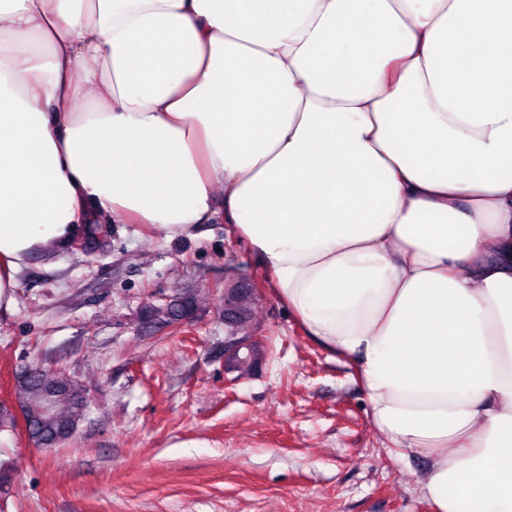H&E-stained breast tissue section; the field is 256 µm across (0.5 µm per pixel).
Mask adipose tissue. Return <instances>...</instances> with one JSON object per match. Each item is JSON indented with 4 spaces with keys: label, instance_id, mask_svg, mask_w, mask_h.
Listing matches in <instances>:
<instances>
[{
    "label": "adipose tissue",
    "instance_id": "1",
    "mask_svg": "<svg viewBox=\"0 0 512 512\" xmlns=\"http://www.w3.org/2000/svg\"><path fill=\"white\" fill-rule=\"evenodd\" d=\"M216 213L434 512H512V0H0V311Z\"/></svg>",
    "mask_w": 512,
    "mask_h": 512
}]
</instances>
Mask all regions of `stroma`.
<instances>
[{
  "mask_svg": "<svg viewBox=\"0 0 512 512\" xmlns=\"http://www.w3.org/2000/svg\"><path fill=\"white\" fill-rule=\"evenodd\" d=\"M260 283L248 331L258 369L224 366V284ZM223 216L170 239L143 224L23 270L0 313V512H433L427 464L391 454L353 363L305 335ZM194 301L181 324L149 307ZM31 367L77 381L73 442L33 447L15 387Z\"/></svg>",
  "mask_w": 512,
  "mask_h": 512,
  "instance_id": "obj_1",
  "label": "stroma"
}]
</instances>
